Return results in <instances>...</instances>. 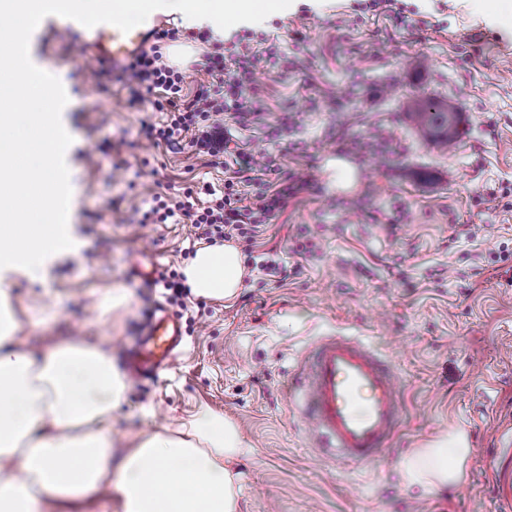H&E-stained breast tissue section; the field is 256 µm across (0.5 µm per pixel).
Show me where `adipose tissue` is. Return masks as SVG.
<instances>
[{
    "label": "adipose tissue",
    "instance_id": "obj_1",
    "mask_svg": "<svg viewBox=\"0 0 512 512\" xmlns=\"http://www.w3.org/2000/svg\"><path fill=\"white\" fill-rule=\"evenodd\" d=\"M284 0H124L122 18L155 8L188 29L224 28L281 11ZM0 512H41L49 501L79 502L117 493L123 512H238V474L228 463L241 448L237 427L199 410L179 434L155 433L112 461L107 427L124 389L110 354L82 337L39 353L22 351V311L11 288L44 281L78 250L74 225L50 203L66 185L60 161L57 78L16 50L39 31L37 0H0ZM25 103L42 132L15 130ZM193 293L232 299L245 270L232 244L204 246L185 268ZM470 450L462 434L417 450L402 466L411 486L463 482Z\"/></svg>",
    "mask_w": 512,
    "mask_h": 512
}]
</instances>
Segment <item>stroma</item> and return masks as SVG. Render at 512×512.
<instances>
[{"label":"stroma","mask_w":512,"mask_h":512,"mask_svg":"<svg viewBox=\"0 0 512 512\" xmlns=\"http://www.w3.org/2000/svg\"><path fill=\"white\" fill-rule=\"evenodd\" d=\"M285 12L200 38L166 17L195 53L223 52L244 31L283 57L252 76L249 121L224 134L253 157L277 158L312 180L239 251L268 253L280 281L250 272L234 301H168L163 275L181 272L198 240L189 220L142 221L154 197L223 191L224 168L187 146H149L153 97L130 100L106 61L79 60L77 34L44 25L26 47L71 85L63 122L70 190L59 207L82 245L42 285L12 290L27 311L22 347L81 336L126 370L150 321L143 295L178 321L179 354L153 378H126L108 433L115 456L131 439L174 431L199 409L234 422L244 448L238 512H507L512 474V17L488 22L478 0H288ZM452 103L460 135L443 151L405 120L400 95ZM140 213H133L132 205ZM477 237H470L471 225ZM116 311L99 309L113 291ZM341 332L392 358L405 412L384 459L356 468L323 459L288 404L287 380L318 337ZM471 448L465 482L407 486L400 464L453 430Z\"/></svg>","instance_id":"1"}]
</instances>
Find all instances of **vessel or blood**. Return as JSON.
Returning <instances> with one entry per match:
<instances>
[{"mask_svg": "<svg viewBox=\"0 0 512 512\" xmlns=\"http://www.w3.org/2000/svg\"><path fill=\"white\" fill-rule=\"evenodd\" d=\"M47 14L69 13L81 32L84 55L120 65L145 49L164 23L141 14L136 25L97 18L96 0H40ZM181 343V328L167 315L153 318L133 353L138 374L168 367ZM290 402L323 454L362 467L377 464L402 421L401 379L391 361L354 336L320 337L304 352L290 379Z\"/></svg>", "mask_w": 512, "mask_h": 512, "instance_id": "obj_1", "label": "vessel or blood"}]
</instances>
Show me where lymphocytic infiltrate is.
Returning <instances> with one entry per match:
<instances>
[{
	"instance_id": "obj_1",
	"label": "lymphocytic infiltrate",
	"mask_w": 512,
	"mask_h": 512,
	"mask_svg": "<svg viewBox=\"0 0 512 512\" xmlns=\"http://www.w3.org/2000/svg\"><path fill=\"white\" fill-rule=\"evenodd\" d=\"M280 61L275 46L264 50L240 48L229 57L206 56L200 65L205 79L194 95L183 92V76L163 56L158 45L137 54L122 70L123 80L132 98L158 94L155 103L165 119L160 125L143 127L146 139L153 144H177L188 141L196 151L209 156L211 164L224 166V192L203 201L184 193L180 197L157 199L149 212L154 223L168 219H189L201 239L252 240L260 226L283 208L294 187L285 185L279 176L277 159L266 165L275 180L253 174L244 152L231 148L223 132L222 117L245 118L253 110L249 82L258 67L272 68Z\"/></svg>"
}]
</instances>
